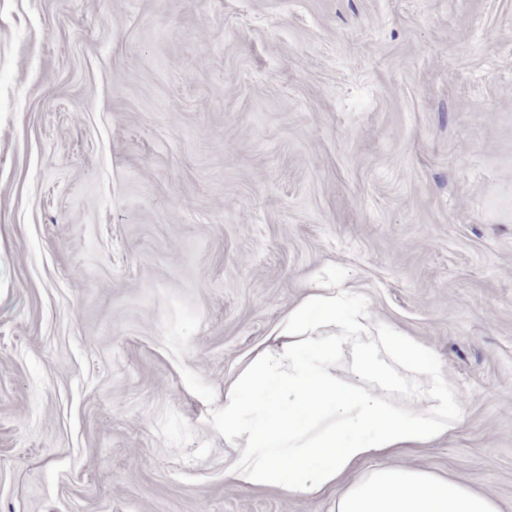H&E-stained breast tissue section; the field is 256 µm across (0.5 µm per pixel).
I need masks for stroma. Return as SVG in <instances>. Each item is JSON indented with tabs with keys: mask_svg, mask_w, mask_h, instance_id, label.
Returning a JSON list of instances; mask_svg holds the SVG:
<instances>
[{
	"mask_svg": "<svg viewBox=\"0 0 512 512\" xmlns=\"http://www.w3.org/2000/svg\"><path fill=\"white\" fill-rule=\"evenodd\" d=\"M329 279L461 397L377 465L512 512V0H0V512H333L223 431Z\"/></svg>",
	"mask_w": 512,
	"mask_h": 512,
	"instance_id": "stroma-1",
	"label": "stroma"
}]
</instances>
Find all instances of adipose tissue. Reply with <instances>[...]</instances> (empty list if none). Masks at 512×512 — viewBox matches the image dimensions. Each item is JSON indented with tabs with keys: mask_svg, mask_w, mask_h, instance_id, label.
I'll return each instance as SVG.
<instances>
[{
	"mask_svg": "<svg viewBox=\"0 0 512 512\" xmlns=\"http://www.w3.org/2000/svg\"><path fill=\"white\" fill-rule=\"evenodd\" d=\"M224 392L225 480L303 495L336 486V512H499L490 497L421 469L365 460L424 447L454 429L459 399L430 352L341 288L318 287ZM350 353L354 380L336 357Z\"/></svg>",
	"mask_w": 512,
	"mask_h": 512,
	"instance_id": "ef3b65f1",
	"label": "adipose tissue"
}]
</instances>
